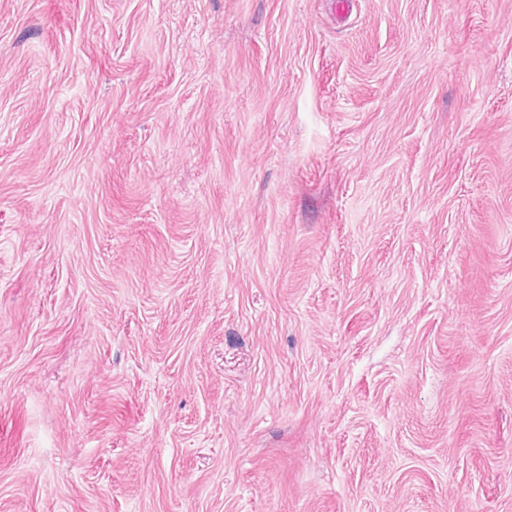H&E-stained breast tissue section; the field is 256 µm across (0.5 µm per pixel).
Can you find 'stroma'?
<instances>
[{"mask_svg":"<svg viewBox=\"0 0 512 512\" xmlns=\"http://www.w3.org/2000/svg\"><path fill=\"white\" fill-rule=\"evenodd\" d=\"M0 0V512H512V0Z\"/></svg>","mask_w":512,"mask_h":512,"instance_id":"stroma-1","label":"stroma"}]
</instances>
